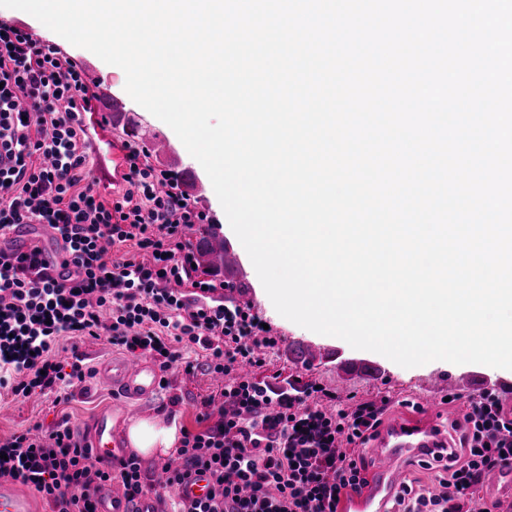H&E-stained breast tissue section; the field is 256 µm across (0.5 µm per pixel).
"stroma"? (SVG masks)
Segmentation results:
<instances>
[{"instance_id": "1", "label": "stroma", "mask_w": 512, "mask_h": 512, "mask_svg": "<svg viewBox=\"0 0 512 512\" xmlns=\"http://www.w3.org/2000/svg\"><path fill=\"white\" fill-rule=\"evenodd\" d=\"M3 23L30 30L38 39L57 46L65 56L78 65L94 63L100 78L92 82L91 88L97 95L102 96L108 92L124 95L125 74L122 69L98 60L89 50L74 46L51 30L43 28L30 14L0 7V24ZM129 108L131 120L142 133L141 138L136 141L137 147H144L145 135H162L168 137L183 164L194 165V158L168 125L137 103H130ZM198 179L202 187V199L198 201L197 206L212 218L225 242L231 245L238 255L249 282L245 300L251 304L253 313L268 324L276 340L275 346L266 350V362L262 369L257 370V378L268 380L277 373L284 377L294 375L332 392L344 387L360 399L384 398L388 401L385 414L389 417L397 413L410 412L412 405L424 404L425 385L436 374L458 377L481 373L490 377L512 379V370L479 364L455 365L445 361H433L421 366L404 368L383 355L353 349L340 338L314 333L282 317L275 310L246 250L231 229L206 172H199ZM297 341L338 350L346 359L374 361L379 364L382 373L372 378L342 377L334 364L301 360L293 347ZM165 376L170 382L169 388L159 391L150 401L140 406L141 417H155L166 423L173 421L182 430H201L202 425L197 420V415L202 409L201 403L209 396L219 395L224 387L223 379L203 370L187 375L176 367L167 369ZM111 401V389L93 375L86 377L84 382L63 385L44 393L38 392L25 400L14 397L8 389L0 388V439L25 430L44 433L64 419L68 420L73 432H80L81 428Z\"/></svg>"}]
</instances>
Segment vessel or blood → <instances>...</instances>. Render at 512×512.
<instances>
[{
	"instance_id": "1",
	"label": "vessel or blood",
	"mask_w": 512,
	"mask_h": 512,
	"mask_svg": "<svg viewBox=\"0 0 512 512\" xmlns=\"http://www.w3.org/2000/svg\"><path fill=\"white\" fill-rule=\"evenodd\" d=\"M125 104L121 99L106 100L95 107L88 116V125L93 133L89 138L90 163L100 185L115 183L123 174L126 165L123 151L114 145L110 136L113 124L121 122ZM14 237L20 250L30 245H40L55 267H63L70 256L57 244L43 241L32 224L19 225ZM207 250L215 259L224 263L230 280H238L239 271L233 254L222 245L221 237L209 234ZM98 375L109 382L115 393L111 405L97 413L83 431L79 440L81 447L102 463L112 466L129 459L133 453L129 448L124 425L136 420L135 403L153 398L160 389L163 372L150 355H122L101 361L96 367ZM449 425L431 421L424 425L394 421L376 438L372 449L380 461L379 473L374 481L356 492L348 507L350 512H384L388 494L393 487L396 474L393 462L401 456L428 460L439 453H448L452 446ZM209 489L207 475L195 474L174 492L176 499L191 504L205 498ZM96 512H156L158 501L153 493L128 499L123 493L104 491L95 497ZM0 512H39L30 494L15 484H0Z\"/></svg>"
}]
</instances>
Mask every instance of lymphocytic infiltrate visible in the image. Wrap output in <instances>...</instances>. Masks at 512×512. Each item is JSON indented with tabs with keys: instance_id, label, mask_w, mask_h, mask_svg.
<instances>
[{
	"instance_id": "obj_1",
	"label": "lymphocytic infiltrate",
	"mask_w": 512,
	"mask_h": 512,
	"mask_svg": "<svg viewBox=\"0 0 512 512\" xmlns=\"http://www.w3.org/2000/svg\"><path fill=\"white\" fill-rule=\"evenodd\" d=\"M96 94L57 49L18 26L0 25V239L18 224L47 226L72 257L74 275L58 282L40 249L0 247V387L13 395L84 380V358L57 359L64 340L108 335L112 345L147 353L162 368L182 362L179 345L197 346L222 375L218 420L204 400L205 426L184 432L178 460L166 463L165 493L192 472L209 474L207 497L176 512H338L368 483L361 452L382 423L386 400H352L330 411L331 394L312 383L272 385L244 368L264 364L271 339L249 308L217 297L193 268L187 231L208 216L179 179L156 171L146 149L128 148L123 186L104 198L90 178L82 109ZM132 243L136 257L117 261L111 246ZM455 426L451 462L423 461L438 489L403 480L391 512H464L485 472L512 463V411L495 392L467 405ZM31 488L52 512H95L94 494L118 484L135 498L150 491L139 459L106 467L80 448L67 422L45 434L0 439V480Z\"/></svg>"
}]
</instances>
